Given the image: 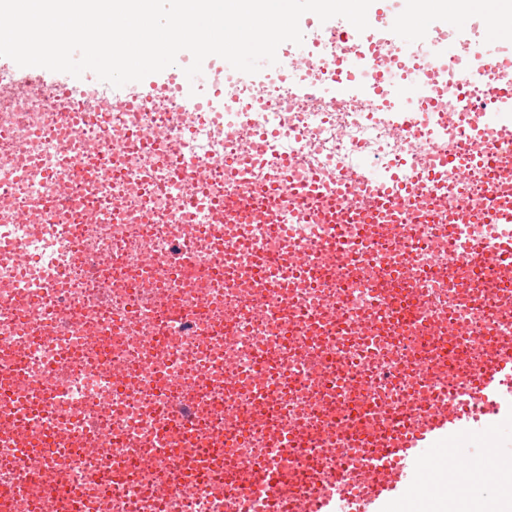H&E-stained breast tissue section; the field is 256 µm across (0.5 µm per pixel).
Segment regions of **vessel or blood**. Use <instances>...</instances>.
Wrapping results in <instances>:
<instances>
[{
  "instance_id": "vessel-or-blood-1",
  "label": "vessel or blood",
  "mask_w": 512,
  "mask_h": 512,
  "mask_svg": "<svg viewBox=\"0 0 512 512\" xmlns=\"http://www.w3.org/2000/svg\"><path fill=\"white\" fill-rule=\"evenodd\" d=\"M391 9L369 16V27L357 31L346 19L336 17L323 28L336 36V82L346 89L369 82L375 88L400 87L409 107H416L412 91L420 77L422 64H438L465 45L478 43L484 74L500 80L498 106L512 110V49H505L501 34L512 32V9L490 8L471 15L462 11L456 18L421 13L417 22H409L411 0H392ZM477 17L482 30L480 40H472L470 17ZM189 52H180L175 65L147 76L136 88L141 95L155 96L175 86L183 90L193 105L221 96L222 87L210 68L200 76L187 79L183 69L190 65ZM375 184L373 196L351 195L330 202L331 210L346 216L357 206L379 209L405 205L403 194L386 183ZM498 232L492 242L473 240L461 255H449L433 268L436 276L448 273L449 266L461 265L487 271L491 265H512V197L502 199L494 213ZM465 395L444 408L429 407L415 419L400 421L396 430L384 438L377 450L365 454L361 469L368 480L349 474L333 475L329 487L314 495L301 496L289 484L288 475L278 459L263 460L250 466L251 484L263 491L261 512H386L388 504L422 497L438 486L427 462L432 449L460 448L474 436L485 435L487 455L496 448L493 430L512 428V343L500 344L495 359L480 362L464 374ZM214 469L213 452L205 448L187 465L197 480L208 479ZM8 499L13 512H34V500L28 480L16 481L8 490H0V500Z\"/></svg>"
}]
</instances>
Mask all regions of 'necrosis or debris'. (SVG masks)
<instances>
[{
  "label": "necrosis or debris",
  "mask_w": 512,
  "mask_h": 512,
  "mask_svg": "<svg viewBox=\"0 0 512 512\" xmlns=\"http://www.w3.org/2000/svg\"><path fill=\"white\" fill-rule=\"evenodd\" d=\"M312 39L317 54L285 79L224 76L223 102L197 112L178 91L63 93L0 66V228L10 234L0 245V387L39 403L17 437L0 440V486L16 479L20 458L33 490L64 475L61 492L78 512H223L225 493L250 483L246 461L280 448L298 485L319 488L332 473H358L361 442L393 430L383 404L414 414L425 405L421 389L459 395L463 369L483 353L468 337L435 342L432 318L512 338V303L473 289L475 274H430L473 233L495 236L487 216L512 187V173L473 152L483 139L512 152L503 137L512 113L496 105L498 83L479 76L478 48L424 71L426 104L406 119L396 95L358 108L327 73L330 33ZM463 66L474 76L461 88ZM441 81L449 88L438 98ZM469 101L480 109L467 117ZM443 153L451 166L425 212L351 211L333 265L370 267L372 278L260 279L255 257L292 244L310 266L330 265L315 243L337 226L322 212L326 201L353 191L339 171L364 163L410 183ZM284 157L294 164L293 202L267 193ZM238 195L253 209L225 219L217 200ZM186 198L189 211L175 210ZM468 207L479 224L433 233ZM405 248L416 255L410 279ZM190 253L203 264H189ZM52 276L61 287L44 289ZM439 352L441 372L419 370ZM165 400L191 414L167 430L170 447L188 459L221 444L223 464L207 482L184 481L150 457ZM337 417L357 445L315 468L306 448L329 445L325 428ZM116 470L120 480L101 481Z\"/></svg>",
  "instance_id": "obj_1"
}]
</instances>
